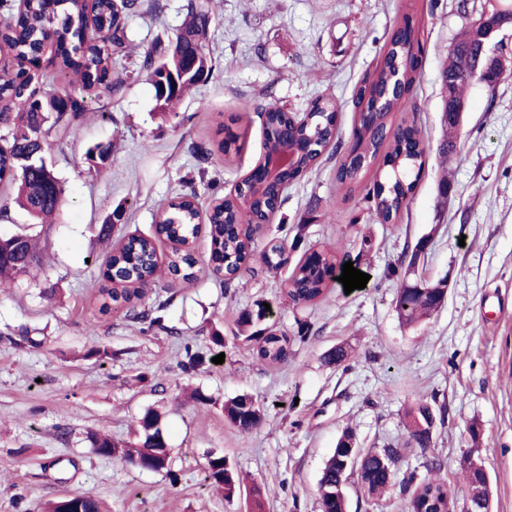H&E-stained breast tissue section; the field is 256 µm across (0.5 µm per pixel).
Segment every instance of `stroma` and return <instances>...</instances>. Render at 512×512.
Masks as SVG:
<instances>
[{"mask_svg":"<svg viewBox=\"0 0 512 512\" xmlns=\"http://www.w3.org/2000/svg\"><path fill=\"white\" fill-rule=\"evenodd\" d=\"M210 16V78L174 111L158 112L138 71L154 39L174 40L188 2ZM157 14L127 22L130 76L117 95L88 99L77 137L52 134L44 152L64 190L52 222L33 223L0 182V237L29 234L43 265L0 294V512H40L68 492H89L104 512H246L242 498L209 489L204 467L224 456L245 483L266 489L265 512H320L318 481L343 431L357 447H402L405 414L427 402L437 421L429 448L407 451L395 467L441 479L464 507L465 462L483 465L492 512H512V70L495 91L466 92L457 152L440 158L441 69L469 18L488 6L470 0H162ZM411 24L423 46L416 89L394 113L413 122L429 151L398 224L378 223L363 191L344 197L336 184L341 151L350 145L351 96L398 27ZM337 103L340 144L293 182L278 212L256 239L258 251L232 286L210 262V240H196V278H161L145 298L160 307L162 327L102 313L107 247L98 239L113 212V239L151 232L161 206L196 191L202 203L230 192L263 151L262 109L305 112L317 98ZM232 121L246 132L240 154L214 150L216 129ZM109 146L105 160L89 148ZM448 179L452 198L439 195ZM372 248L362 253L361 240ZM290 242L288 264L270 271L259 250L270 238ZM426 250L411 279L445 282L443 305L414 326L401 323L386 278L408 247ZM347 256L369 274L365 288L333 285L307 307L285 295L290 267L308 248ZM268 303L289 339L288 358L259 361L238 339L242 311ZM224 335L214 345V331ZM106 356H88L91 346ZM349 357L328 362L336 346ZM201 365L186 373L187 354ZM223 363H215V356ZM201 390L211 406L193 402ZM247 396L263 410L250 436L229 425L219 405ZM159 425L171 454L169 470L141 471L94 454L93 431L132 438L143 415ZM441 469H432L433 459Z\"/></svg>","mask_w":512,"mask_h":512,"instance_id":"obj_1","label":"stroma"}]
</instances>
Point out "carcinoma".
I'll return each instance as SVG.
<instances>
[{
	"instance_id": "obj_1",
	"label": "carcinoma",
	"mask_w": 512,
	"mask_h": 512,
	"mask_svg": "<svg viewBox=\"0 0 512 512\" xmlns=\"http://www.w3.org/2000/svg\"><path fill=\"white\" fill-rule=\"evenodd\" d=\"M141 0H95L87 8L85 0H23L22 7L7 21L0 22V55L11 58V66L0 68V174H9L15 202L34 219L43 221L54 216L62 204V189L53 171L42 161L47 139L52 131L62 128L77 136L86 111V98L95 91L116 95L125 85L123 73L116 69L113 56L125 47L128 19L139 12ZM208 13L189 5V20L176 35L173 46L165 51L162 43H153L143 55L140 71L150 81L156 108L171 110L193 86L204 82L212 71L209 51ZM53 30L51 63L61 75L77 76L51 96L39 94L38 75L33 67L45 50L47 30ZM480 20L471 22L458 39L442 66L441 81L445 88L442 126L447 132L438 151L448 156L455 149L452 132L459 127L458 106L465 103L470 85L466 77L481 78L494 89L512 59L495 61L487 71L476 65ZM419 42L414 28L404 25L396 29L385 43L373 71L367 74L352 94L353 122L362 131L353 150L342 155L336 168V183L347 193L359 189L366 178L364 200L381 224H396L401 218L402 200L414 190L425 164L427 146L416 124L392 127L391 115L412 92L417 82L418 64L413 48ZM264 146L275 150L283 142L296 144L300 154L295 163L280 172L277 180L260 191L248 181H241L228 195L218 198L206 214H201L197 194L179 193L160 209L157 223L149 235L137 230L112 247L105 278L112 283L103 289L109 301L102 309L126 307L135 318L158 325L161 317L153 309L135 310L160 272L156 241L166 239L180 244L172 250L167 262L168 273L183 280L193 278L195 260L193 244L200 224L207 226L212 247L214 271L231 284L254 252L255 243L239 233L242 221L263 224L281 204L279 185L292 182L302 172L311 170L338 140L336 102L318 98L301 119L272 105L260 113ZM246 134L230 133L218 143L224 155L240 151ZM383 167L370 172L378 155ZM287 245L273 243L262 251V260L270 270L285 263ZM423 253L422 242L410 252L408 268L392 265L387 278L400 281L394 299L398 317L406 325L441 307L447 289L442 282L405 281ZM337 256L329 250L315 251L310 259L299 261L288 276L287 296L295 304H313L330 292ZM38 262L37 239L31 235L0 238V288H9L20 275H30ZM268 311L262 305L243 311L238 319L240 338L255 345L257 358L266 364H278L288 357V337L272 325L259 324ZM224 418L246 437L260 424L259 405L247 396L237 397L221 406ZM406 428L411 442L419 448L432 443L433 409L419 402L406 412ZM159 414L147 411L140 423L136 439L129 442L112 440V436L88 433L93 452L101 457L119 458L140 470L159 472L168 469L170 448L158 426ZM353 435L345 432L339 438L333 455L325 463L319 479L321 512H347L345 485L356 476L370 495L386 492L396 485L394 466L404 453L402 448L380 451L361 448L355 458L349 457L347 445ZM471 495V512H490L487 474L483 467L465 472ZM205 480L227 497L246 494L250 512H262L263 491L253 484L243 489L242 480L222 456H210L205 467ZM408 496V512H448L451 492L445 482L409 478L400 485ZM44 512H101L99 500L88 492H74L45 504Z\"/></svg>"
}]
</instances>
